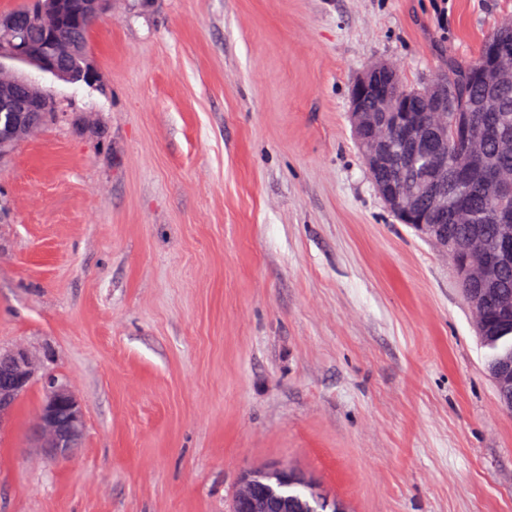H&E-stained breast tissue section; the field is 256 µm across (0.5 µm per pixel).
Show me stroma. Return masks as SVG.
<instances>
[{
    "label": "stroma",
    "instance_id": "obj_1",
    "mask_svg": "<svg viewBox=\"0 0 512 512\" xmlns=\"http://www.w3.org/2000/svg\"><path fill=\"white\" fill-rule=\"evenodd\" d=\"M512 0H110L93 85L0 164V348L52 355L80 448L0 427V512H230L285 467L350 512H512V414L448 255L355 142L373 62L419 87Z\"/></svg>",
    "mask_w": 512,
    "mask_h": 512
}]
</instances>
